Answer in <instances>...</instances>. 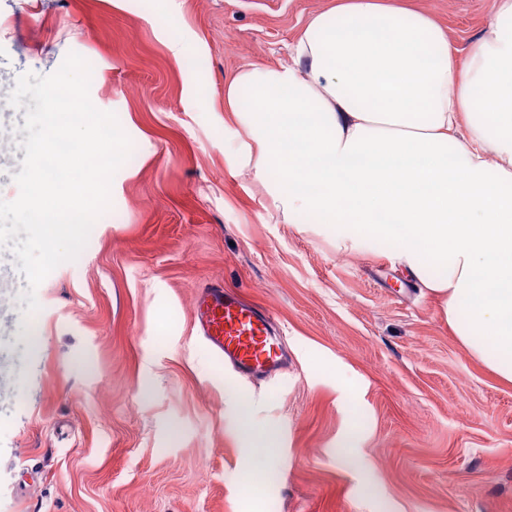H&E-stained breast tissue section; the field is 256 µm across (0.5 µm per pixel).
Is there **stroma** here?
Segmentation results:
<instances>
[{
  "label": "stroma",
  "instance_id": "stroma-1",
  "mask_svg": "<svg viewBox=\"0 0 512 512\" xmlns=\"http://www.w3.org/2000/svg\"><path fill=\"white\" fill-rule=\"evenodd\" d=\"M401 2L462 61L493 20V0ZM335 4L0 0V200L19 195L32 103L8 98L68 53L132 141L85 248L37 287L39 311L23 319L19 289L0 288V512H512V383L387 244L337 251L317 215L285 221L234 165L244 132L225 83L291 64L308 16ZM212 281L282 327L291 359L272 380L240 379L197 337ZM245 414L275 437L250 492Z\"/></svg>",
  "mask_w": 512,
  "mask_h": 512
}]
</instances>
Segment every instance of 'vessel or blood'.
I'll return each mask as SVG.
<instances>
[{"label":"vessel or blood","instance_id":"1","mask_svg":"<svg viewBox=\"0 0 512 512\" xmlns=\"http://www.w3.org/2000/svg\"><path fill=\"white\" fill-rule=\"evenodd\" d=\"M272 314L212 282L199 289L194 302L197 336L223 359L225 368L260 383L278 373L288 353L275 335Z\"/></svg>","mask_w":512,"mask_h":512}]
</instances>
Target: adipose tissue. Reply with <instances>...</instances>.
I'll list each match as a JSON object with an SVG mask.
<instances>
[{
    "mask_svg": "<svg viewBox=\"0 0 512 512\" xmlns=\"http://www.w3.org/2000/svg\"><path fill=\"white\" fill-rule=\"evenodd\" d=\"M224 109L248 136L236 164L284 217L315 213L341 251L388 244L512 383V0L463 68L429 15L341 0L310 16L291 65L238 70Z\"/></svg>",
    "mask_w": 512,
    "mask_h": 512,
    "instance_id": "adipose-tissue-1",
    "label": "adipose tissue"
}]
</instances>
